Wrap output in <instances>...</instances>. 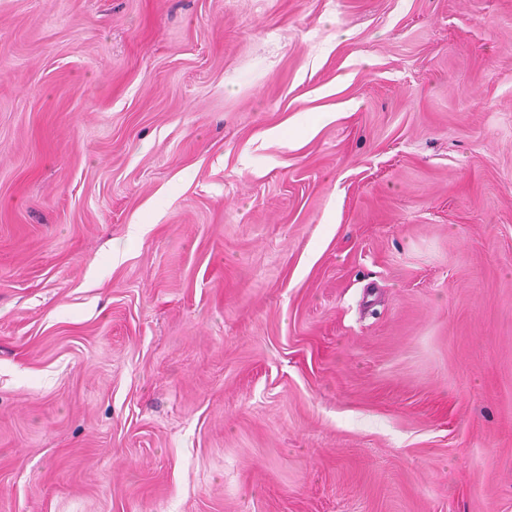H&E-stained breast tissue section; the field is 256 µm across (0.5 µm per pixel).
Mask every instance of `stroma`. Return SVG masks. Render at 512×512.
<instances>
[{"instance_id": "1", "label": "stroma", "mask_w": 512, "mask_h": 512, "mask_svg": "<svg viewBox=\"0 0 512 512\" xmlns=\"http://www.w3.org/2000/svg\"><path fill=\"white\" fill-rule=\"evenodd\" d=\"M0 512H512V0H0Z\"/></svg>"}]
</instances>
